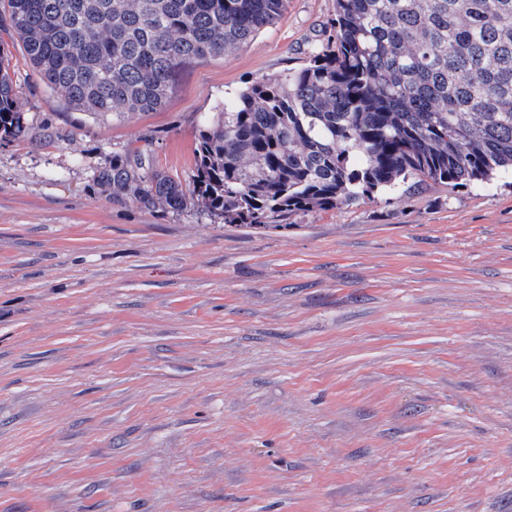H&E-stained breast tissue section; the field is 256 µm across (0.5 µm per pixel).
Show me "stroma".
Instances as JSON below:
<instances>
[{
    "label": "stroma",
    "mask_w": 512,
    "mask_h": 512,
    "mask_svg": "<svg viewBox=\"0 0 512 512\" xmlns=\"http://www.w3.org/2000/svg\"><path fill=\"white\" fill-rule=\"evenodd\" d=\"M335 0H288L166 104L78 110L9 41L0 142V512H512V174L228 224L182 185L226 95L298 69ZM19 109L13 79L9 72L8 52L0 41V140L19 139L26 135L24 114L18 112Z\"/></svg>",
    "instance_id": "stroma-1"
}]
</instances>
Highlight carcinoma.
Returning a JSON list of instances; mask_svg holds the SVG:
<instances>
[{
  "label": "carcinoma",
  "mask_w": 512,
  "mask_h": 512,
  "mask_svg": "<svg viewBox=\"0 0 512 512\" xmlns=\"http://www.w3.org/2000/svg\"><path fill=\"white\" fill-rule=\"evenodd\" d=\"M334 40L217 107L192 186L141 151L99 178L150 209L279 229L299 213L512 172V0H335ZM288 0H7L0 28L46 86L94 114L165 105L177 69L242 49ZM0 42V140L26 135Z\"/></svg>",
  "instance_id": "cac0c4a2"
}]
</instances>
